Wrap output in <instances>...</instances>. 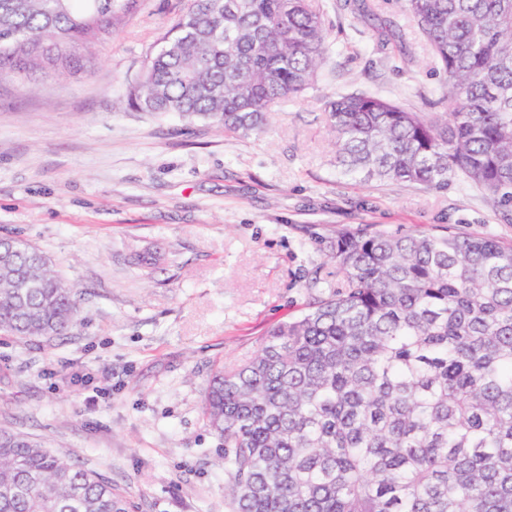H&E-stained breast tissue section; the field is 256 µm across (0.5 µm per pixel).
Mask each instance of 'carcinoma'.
<instances>
[{"label":"carcinoma","mask_w":512,"mask_h":512,"mask_svg":"<svg viewBox=\"0 0 512 512\" xmlns=\"http://www.w3.org/2000/svg\"><path fill=\"white\" fill-rule=\"evenodd\" d=\"M137 0H0V77L61 76ZM447 76L448 111L352 92L324 100L338 175L444 190L460 177L512 205V0H398ZM367 0L336 14L371 15ZM322 0H187L128 105L260 130L315 88ZM0 333L62 335L75 290L39 250L0 237ZM336 292L274 324L210 377L225 512H512V246L452 225H371L326 241ZM0 512H139L95 470L0 428Z\"/></svg>","instance_id":"cac0c4a2"}]
</instances>
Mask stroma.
<instances>
[{
	"instance_id": "obj_1",
	"label": "stroma",
	"mask_w": 512,
	"mask_h": 512,
	"mask_svg": "<svg viewBox=\"0 0 512 512\" xmlns=\"http://www.w3.org/2000/svg\"><path fill=\"white\" fill-rule=\"evenodd\" d=\"M184 0H139L92 65L0 78V237L43 252L77 292L67 334L0 338V427L69 454L128 491L139 512H225L224 448L203 413L217 367L328 295L322 240L360 224H439L512 244V221L453 179L429 191L337 177L322 96L366 91L440 112L445 74L397 4L380 22L331 18L316 87L246 137L216 122L125 106ZM165 259L145 271L139 253Z\"/></svg>"
}]
</instances>
